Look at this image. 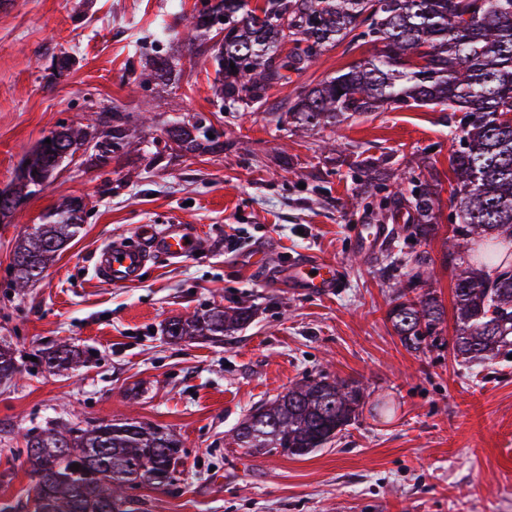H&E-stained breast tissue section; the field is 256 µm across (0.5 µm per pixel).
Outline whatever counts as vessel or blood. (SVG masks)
<instances>
[{"mask_svg": "<svg viewBox=\"0 0 512 512\" xmlns=\"http://www.w3.org/2000/svg\"><path fill=\"white\" fill-rule=\"evenodd\" d=\"M141 245L131 249L119 244H107L99 252L98 274L117 286H128L138 280L147 256L159 253L172 258L192 255L198 247L197 238L181 224L168 225L156 231L152 225L137 227ZM341 267L337 262L322 259H299L290 262L286 275L290 282L306 288L309 293L328 295L339 286Z\"/></svg>", "mask_w": 512, "mask_h": 512, "instance_id": "1", "label": "vessel or blood"}]
</instances>
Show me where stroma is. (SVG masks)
I'll list each match as a JSON object with an SVG mask.
<instances>
[{
	"label": "stroma",
	"mask_w": 512,
	"mask_h": 512,
	"mask_svg": "<svg viewBox=\"0 0 512 512\" xmlns=\"http://www.w3.org/2000/svg\"><path fill=\"white\" fill-rule=\"evenodd\" d=\"M201 0H6L0 5V189L55 126L90 136L119 111L137 148L97 166L86 153L0 223V343L23 360L0 382V504L30 512L28 432L50 425L147 422L182 441L173 484L129 491L126 512H512V360L465 364L450 349H406L387 320L416 254L431 262L423 287L455 334L449 167L454 113L440 107L374 112L324 129L279 122L276 106L369 58L373 44L339 45L265 106L219 111L208 53L174 41L179 81L148 79L142 47L161 23L188 25ZM69 57L70 69L54 62ZM204 114L223 148L166 147L176 119ZM161 160H154V152ZM414 171L439 174L436 231L410 237ZM92 203L81 232L44 272L13 289L12 251L62 197ZM183 224L199 241L184 259L154 255L142 278L112 286L95 272L109 240L135 227ZM378 224L371 254L352 228ZM238 246L228 250L225 235ZM262 261H255L256 250ZM344 268L337 292L313 296L278 277L288 257ZM249 306L248 325L224 341L171 339L168 320ZM60 343L83 353L61 375L38 361ZM359 385L364 404L342 435L305 457L252 454L229 432L255 404L307 377Z\"/></svg>",
	"instance_id": "stroma-1"
}]
</instances>
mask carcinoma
I'll return each instance as SVG.
<instances>
[{
	"mask_svg": "<svg viewBox=\"0 0 512 512\" xmlns=\"http://www.w3.org/2000/svg\"><path fill=\"white\" fill-rule=\"evenodd\" d=\"M226 17L216 27L211 15ZM179 32L160 28L146 51L154 75L165 79L178 63L160 46ZM370 39L380 48L368 59L305 89L279 108L303 128L334 127L355 115L402 107L446 106L463 113L453 131L459 148L451 150L455 224L443 263L458 270L454 285L456 358H490L512 346V262L484 254L493 271L475 268L465 255L473 245L498 240L512 244V0H214L187 26L186 39L202 44L214 67L219 109H257L268 90L301 72L324 52L345 40ZM235 68H230V64ZM203 115L177 120L164 131L179 149L214 152L218 138L208 137ZM51 143H45V140ZM85 132L58 125L42 137L20 166L13 183L16 200L0 218L14 213L59 172L64 147L75 153ZM132 145L129 129L117 113L90 158L105 160ZM412 203L419 223L413 233L426 237L439 210L435 185L414 186ZM87 215L82 197H63L43 215L13 251L12 287L24 288L42 277L48 264L79 233ZM387 319L402 345L428 350L443 345L445 308L434 294H421L415 278L400 283ZM250 320L246 307H213L185 319H172L165 333L174 340L192 336L224 337ZM48 369L63 372L81 362V354L60 345L45 356ZM10 348L0 347V380L21 373ZM362 398L361 388L325 376L304 379L271 402H263L235 428L233 441L251 452L278 450L304 457L330 443L349 425ZM181 440L141 422L99 423L86 427H45L25 437V456L35 478L32 512H125L128 483L167 485L180 460ZM79 470L72 469L73 464Z\"/></svg>",
	"mask_w": 512,
	"mask_h": 512,
	"instance_id": "obj_1",
	"label": "carcinoma"
}]
</instances>
